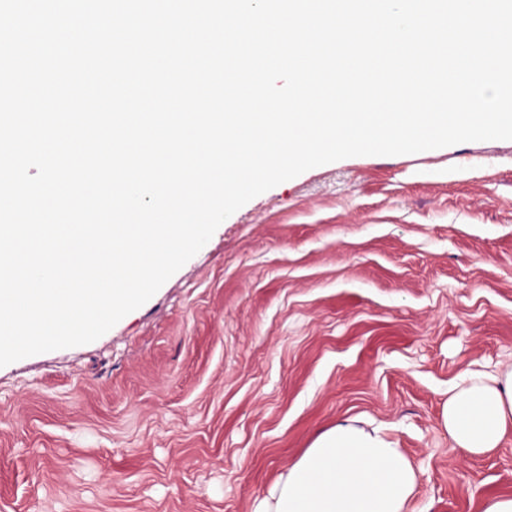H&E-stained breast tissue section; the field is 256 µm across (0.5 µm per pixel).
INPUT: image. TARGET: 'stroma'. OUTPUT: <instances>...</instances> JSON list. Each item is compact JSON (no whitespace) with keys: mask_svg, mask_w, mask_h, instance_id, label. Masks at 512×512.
Instances as JSON below:
<instances>
[{"mask_svg":"<svg viewBox=\"0 0 512 512\" xmlns=\"http://www.w3.org/2000/svg\"><path fill=\"white\" fill-rule=\"evenodd\" d=\"M512 363V140L356 156L256 196L96 341L0 367V512H256L337 420L385 428L412 512L512 497L448 389Z\"/></svg>","mask_w":512,"mask_h":512,"instance_id":"1","label":"stroma"}]
</instances>
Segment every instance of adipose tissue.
<instances>
[{
  "label": "adipose tissue",
  "instance_id": "1",
  "mask_svg": "<svg viewBox=\"0 0 512 512\" xmlns=\"http://www.w3.org/2000/svg\"><path fill=\"white\" fill-rule=\"evenodd\" d=\"M441 425L469 454L497 448L512 429V364L452 386ZM417 486V470L383 430L341 420L289 467L263 512H409Z\"/></svg>",
  "mask_w": 512,
  "mask_h": 512
}]
</instances>
